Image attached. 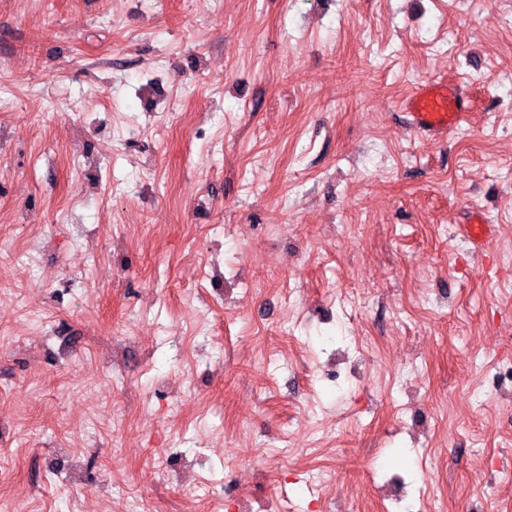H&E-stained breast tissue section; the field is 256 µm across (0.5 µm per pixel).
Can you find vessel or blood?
<instances>
[{
	"mask_svg": "<svg viewBox=\"0 0 512 512\" xmlns=\"http://www.w3.org/2000/svg\"><path fill=\"white\" fill-rule=\"evenodd\" d=\"M467 107L468 101L457 85L437 81L419 83L404 102L412 124L432 140L446 138L462 120ZM492 232V226L486 224L481 213L475 212L461 235L477 251L483 248Z\"/></svg>",
	"mask_w": 512,
	"mask_h": 512,
	"instance_id": "b4317fda",
	"label": "vessel or blood"
}]
</instances>
